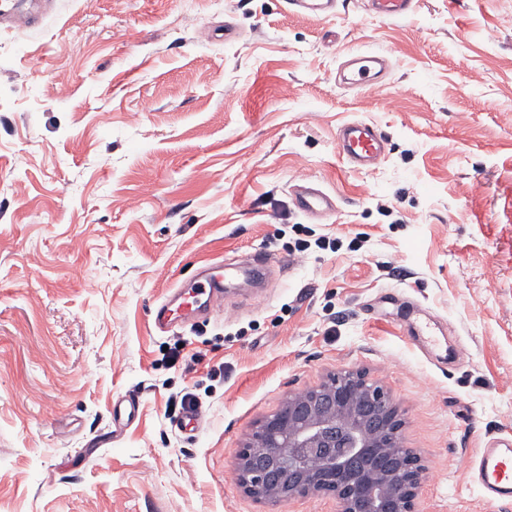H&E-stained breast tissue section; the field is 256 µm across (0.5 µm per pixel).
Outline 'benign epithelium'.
Listing matches in <instances>:
<instances>
[{
	"instance_id": "obj_1",
	"label": "benign epithelium",
	"mask_w": 512,
	"mask_h": 512,
	"mask_svg": "<svg viewBox=\"0 0 512 512\" xmlns=\"http://www.w3.org/2000/svg\"><path fill=\"white\" fill-rule=\"evenodd\" d=\"M403 427L380 381L337 370L255 427L237 454L238 486L271 503L332 496L338 512H419L422 469Z\"/></svg>"
}]
</instances>
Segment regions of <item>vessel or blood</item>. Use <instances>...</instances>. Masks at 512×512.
I'll list each match as a JSON object with an SVG mask.
<instances>
[{
	"label": "vessel or blood",
	"mask_w": 512,
	"mask_h": 512,
	"mask_svg": "<svg viewBox=\"0 0 512 512\" xmlns=\"http://www.w3.org/2000/svg\"><path fill=\"white\" fill-rule=\"evenodd\" d=\"M373 10L389 18H400L411 13L413 0H370ZM289 12L305 14L313 18L328 19L336 14L337 0H286ZM385 58L371 53L352 54L345 58L337 74L352 87L373 91L383 84L382 74L387 68ZM339 153L347 164L358 169L377 166L385 156V134L374 124L352 120L337 130ZM294 200L305 215L329 220L336 215L335 198L319 188L311 180L298 177L294 180ZM274 259L263 252L254 253L242 260L227 261L203 266L191 290L189 306H182L181 289L157 304L152 324L163 331L177 322L190 318L191 308L214 313L224 307V277L227 272H252L262 275L270 269ZM472 475L486 499L496 502H512V440L497 438L481 450L471 466Z\"/></svg>",
	"instance_id": "1"
}]
</instances>
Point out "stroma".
<instances>
[{
    "instance_id": "35a3bbf8",
    "label": "stroma",
    "mask_w": 512,
    "mask_h": 512,
    "mask_svg": "<svg viewBox=\"0 0 512 512\" xmlns=\"http://www.w3.org/2000/svg\"><path fill=\"white\" fill-rule=\"evenodd\" d=\"M27 2L39 27L0 26V512H336L255 501L235 462L339 368L391 389L420 512H512L468 469L512 438V0L401 20L339 0L325 21L282 0ZM358 50L389 56L382 91L328 82ZM350 119L388 136L374 169L338 154ZM299 173L335 220L296 209ZM254 252L277 261L264 287L155 332L170 288Z\"/></svg>"
}]
</instances>
